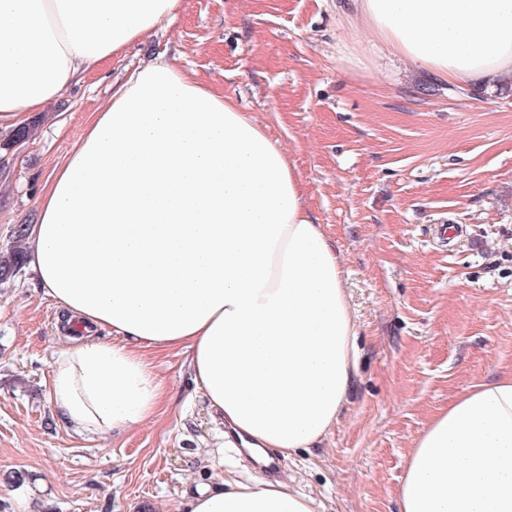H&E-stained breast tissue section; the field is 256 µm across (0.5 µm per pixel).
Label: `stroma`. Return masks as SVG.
I'll return each mask as SVG.
<instances>
[{
    "label": "stroma",
    "mask_w": 512,
    "mask_h": 512,
    "mask_svg": "<svg viewBox=\"0 0 512 512\" xmlns=\"http://www.w3.org/2000/svg\"><path fill=\"white\" fill-rule=\"evenodd\" d=\"M352 54L362 68L347 65ZM159 58L230 97L288 152L343 260L355 379L336 426L283 459L282 480L323 512H398L430 420L512 370V91L464 92L376 58L336 0H181L172 20L30 113L27 139L0 133V252L34 224L53 168L113 82ZM63 320L29 266L0 281V512H184L226 472L256 476L224 447L180 351L152 356L166 390L155 421L75 433L50 385Z\"/></svg>",
    "instance_id": "35a3bbf8"
}]
</instances>
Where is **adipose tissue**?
Instances as JSON below:
<instances>
[{
  "mask_svg": "<svg viewBox=\"0 0 512 512\" xmlns=\"http://www.w3.org/2000/svg\"><path fill=\"white\" fill-rule=\"evenodd\" d=\"M180 0H0V130L52 105L172 19ZM388 55L451 85L512 87V0H349ZM28 265L77 320L51 389L80 435L133 431L164 400L147 357L187 353L209 409L248 447L317 446L353 381L340 257L287 152L231 98L160 60L112 92L38 199ZM109 329L110 339L93 332ZM284 481L240 480L187 512H318ZM399 512H512V371L416 440Z\"/></svg>",
  "mask_w": 512,
  "mask_h": 512,
  "instance_id": "ef3b65f1",
  "label": "adipose tissue"
}]
</instances>
